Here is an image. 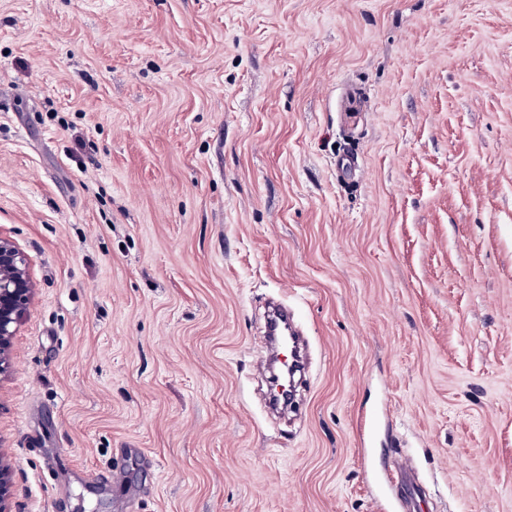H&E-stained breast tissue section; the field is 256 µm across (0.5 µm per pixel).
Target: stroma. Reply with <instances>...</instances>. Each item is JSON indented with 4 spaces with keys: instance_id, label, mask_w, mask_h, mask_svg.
Wrapping results in <instances>:
<instances>
[{
    "instance_id": "1",
    "label": "stroma",
    "mask_w": 512,
    "mask_h": 512,
    "mask_svg": "<svg viewBox=\"0 0 512 512\" xmlns=\"http://www.w3.org/2000/svg\"><path fill=\"white\" fill-rule=\"evenodd\" d=\"M0 237L21 512H512V0H0ZM34 285L23 252L0 237V379L10 368V351L33 298ZM412 473L404 464L400 463L392 472H385L381 483L388 491L385 495L389 512H399L403 499L409 491L407 477Z\"/></svg>"
}]
</instances>
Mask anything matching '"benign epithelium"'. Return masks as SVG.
Returning a JSON list of instances; mask_svg holds the SVG:
<instances>
[{"label":"benign epithelium","mask_w":512,"mask_h":512,"mask_svg":"<svg viewBox=\"0 0 512 512\" xmlns=\"http://www.w3.org/2000/svg\"><path fill=\"white\" fill-rule=\"evenodd\" d=\"M34 285L23 252L0 237V378L10 368V351L33 298ZM0 512H15L10 462L0 452Z\"/></svg>","instance_id":"benign-epithelium-1"}]
</instances>
